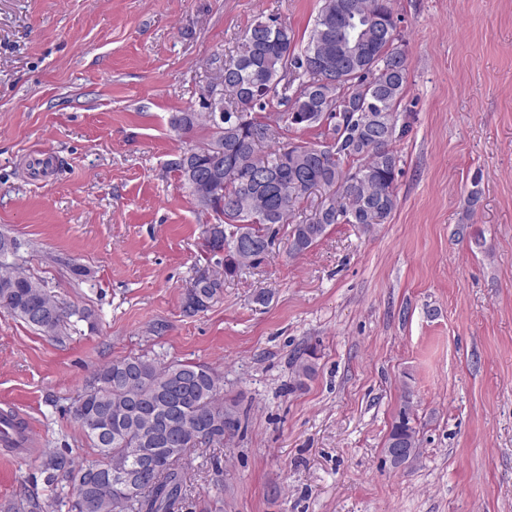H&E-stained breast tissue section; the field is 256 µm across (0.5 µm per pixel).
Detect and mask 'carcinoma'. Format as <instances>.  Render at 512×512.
Here are the masks:
<instances>
[{
    "mask_svg": "<svg viewBox=\"0 0 512 512\" xmlns=\"http://www.w3.org/2000/svg\"><path fill=\"white\" fill-rule=\"evenodd\" d=\"M304 47L295 33L274 20L257 18L244 31L241 49L227 60L211 59L215 80L224 83L225 108L255 116L247 124L219 121L203 94L200 112H176L171 127L189 133L212 130L207 154L186 151L171 163L194 203L222 216L205 244L224 253V277L260 265L289 224L288 254L315 245L334 224H377L397 202L400 158L394 143L397 111L408 86V57L398 44L391 0H321ZM354 23L360 52L347 55L345 28ZM284 110H278V107ZM275 112L270 124L265 112ZM321 129L323 148L281 143L277 129ZM224 182L211 193L208 179ZM323 190L314 213L300 206ZM250 238L243 251L237 239ZM17 239L0 233V308L45 336H61L70 317L43 282L19 270ZM223 281L200 277L189 289L185 311L207 309ZM80 318L91 317L82 312ZM73 418L96 449L79 464L50 451L42 464L49 485L72 484L68 512H175L187 492L184 461L196 447L222 445L238 428L236 405L221 396L220 378L208 366L174 361L159 365L144 356L126 357L99 369L90 389L73 407ZM397 444L418 455V431L400 410L384 452ZM153 459V475L130 495L110 479L89 486L77 479L91 472L130 471L141 453Z\"/></svg>",
    "mask_w": 512,
    "mask_h": 512,
    "instance_id": "carcinoma-1",
    "label": "carcinoma"
}]
</instances>
